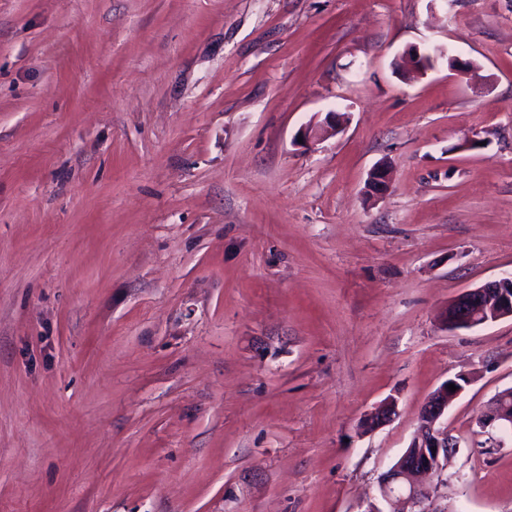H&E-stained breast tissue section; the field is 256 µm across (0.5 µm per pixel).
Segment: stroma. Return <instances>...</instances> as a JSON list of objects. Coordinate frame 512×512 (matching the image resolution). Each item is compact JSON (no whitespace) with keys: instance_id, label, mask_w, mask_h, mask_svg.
Segmentation results:
<instances>
[{"instance_id":"obj_1","label":"stroma","mask_w":512,"mask_h":512,"mask_svg":"<svg viewBox=\"0 0 512 512\" xmlns=\"http://www.w3.org/2000/svg\"><path fill=\"white\" fill-rule=\"evenodd\" d=\"M511 271L512 0H0V512H364L460 374L427 506L512 512ZM338 113L329 112L323 122L309 124L303 128L299 137L305 142H311L321 139L326 135H336L340 131L339 119H336ZM512 317V273L470 289L448 307L449 330L472 329ZM505 395V394H504ZM502 396H495L489 414L479 423L480 433H488L487 428H495L499 431L512 430V411L509 412L503 407L505 398Z\"/></svg>"}]
</instances>
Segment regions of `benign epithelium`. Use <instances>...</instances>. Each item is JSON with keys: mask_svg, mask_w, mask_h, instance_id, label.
I'll return each instance as SVG.
<instances>
[{"mask_svg": "<svg viewBox=\"0 0 512 512\" xmlns=\"http://www.w3.org/2000/svg\"><path fill=\"white\" fill-rule=\"evenodd\" d=\"M427 54L417 47L409 48L403 55L407 68L420 71L427 68ZM340 131L337 113L330 112L320 123L303 128L299 137L305 142L335 135ZM389 187V173L385 164L373 168L367 180V191L381 194ZM512 317V273L470 289L459 295L448 307L445 318L450 330L472 329L477 326ZM469 380L457 378L445 381L433 394L419 415L414 438L399 459L379 477L381 497L386 501L396 500L408 507V512H426L421 508L425 492L419 477L439 473L448 457L456 453L457 442L448 433L444 420L451 401L460 395ZM457 390L452 392L448 385ZM504 397L493 399L489 414L480 422L481 433L491 427L499 431L512 430V411L503 407ZM396 411L395 403L386 401L377 406L374 413L365 419L364 430L371 431L389 422Z\"/></svg>", "mask_w": 512, "mask_h": 512, "instance_id": "benign-epithelium-1", "label": "benign epithelium"}]
</instances>
